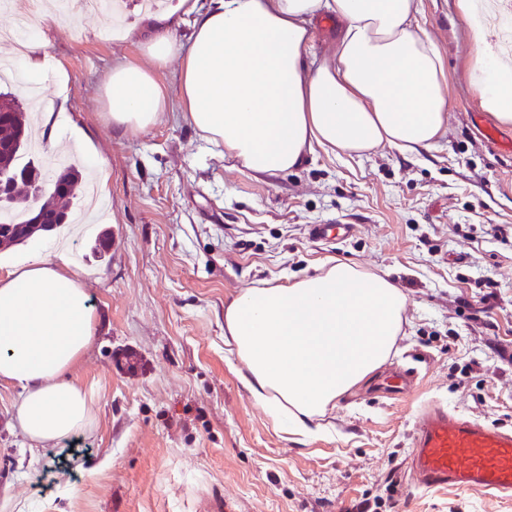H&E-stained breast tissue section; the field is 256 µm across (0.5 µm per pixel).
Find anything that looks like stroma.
<instances>
[{
	"label": "stroma",
	"mask_w": 512,
	"mask_h": 512,
	"mask_svg": "<svg viewBox=\"0 0 512 512\" xmlns=\"http://www.w3.org/2000/svg\"><path fill=\"white\" fill-rule=\"evenodd\" d=\"M504 2L479 30L456 0H419L448 72V131L433 147L319 149L275 176L239 171L176 111L145 133L113 130L101 80L115 58L140 61L138 44L106 36L100 15L51 26L63 105L107 162L108 208L0 252V266L61 248L80 273L96 331L70 378L92 392L95 422L31 450L14 427L19 389L1 382L0 512H208L212 500L224 512H512V496L406 478L425 403L512 430V124L483 109L471 75L478 42L512 18ZM339 218L347 239H310L309 225ZM330 259L405 294L399 352L381 371H413L416 386L363 383L321 431L286 435L227 359L224 304Z\"/></svg>",
	"instance_id": "obj_1"
}]
</instances>
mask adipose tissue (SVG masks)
Returning a JSON list of instances; mask_svg holds the SVG:
<instances>
[{
    "label": "adipose tissue",
    "instance_id": "adipose-tissue-1",
    "mask_svg": "<svg viewBox=\"0 0 512 512\" xmlns=\"http://www.w3.org/2000/svg\"><path fill=\"white\" fill-rule=\"evenodd\" d=\"M139 0L122 40L144 63L118 57L102 79L115 129L145 132L171 106L225 158L255 175L299 168L315 148L352 156L381 146L432 147L448 127L439 47L417 0ZM336 18L330 53L313 51L316 16ZM187 21L188 39L177 36ZM177 101L159 80L172 58ZM482 106L512 124V61L479 49ZM407 298L386 277L327 263L289 284L246 288L224 306V344L253 400L290 435H308L338 398L396 350ZM95 334L88 294L64 253L31 255L0 273V381L21 394L16 427L35 445L91 431L93 398L69 373Z\"/></svg>",
    "mask_w": 512,
    "mask_h": 512
}]
</instances>
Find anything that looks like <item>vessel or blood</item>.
Listing matches in <instances>:
<instances>
[{
  "mask_svg": "<svg viewBox=\"0 0 512 512\" xmlns=\"http://www.w3.org/2000/svg\"><path fill=\"white\" fill-rule=\"evenodd\" d=\"M409 469L429 488L512 492V431L427 403L417 417Z\"/></svg>",
  "mask_w": 512,
  "mask_h": 512,
  "instance_id": "obj_1",
  "label": "vessel or blood"
}]
</instances>
